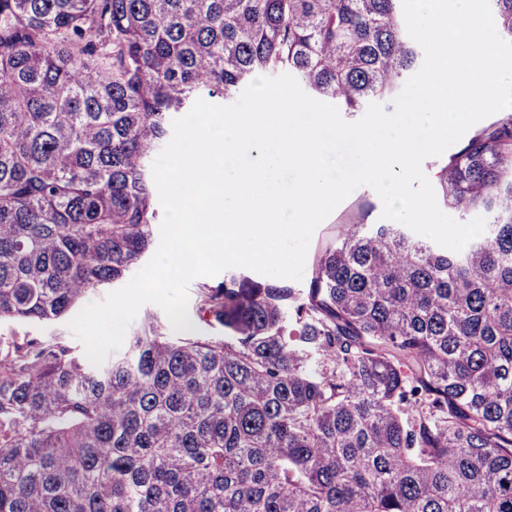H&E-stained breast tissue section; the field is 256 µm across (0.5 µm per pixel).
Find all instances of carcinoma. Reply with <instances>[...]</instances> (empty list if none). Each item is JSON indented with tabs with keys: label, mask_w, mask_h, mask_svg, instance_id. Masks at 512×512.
<instances>
[{
	"label": "carcinoma",
	"mask_w": 512,
	"mask_h": 512,
	"mask_svg": "<svg viewBox=\"0 0 512 512\" xmlns=\"http://www.w3.org/2000/svg\"><path fill=\"white\" fill-rule=\"evenodd\" d=\"M512 40V0H489ZM422 48L402 0H0V320L53 321L150 250L173 114L291 74L347 112ZM462 251L350 224L309 286L231 278L97 367L0 344V512H512V109L438 168Z\"/></svg>",
	"instance_id": "1"
}]
</instances>
